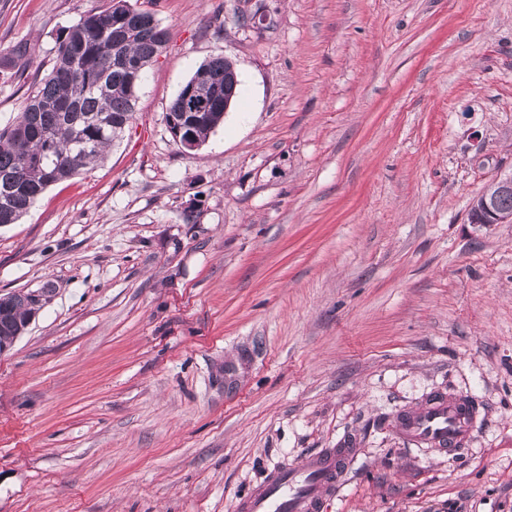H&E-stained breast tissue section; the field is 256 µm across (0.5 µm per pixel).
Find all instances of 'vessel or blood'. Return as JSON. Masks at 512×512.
<instances>
[{
	"instance_id": "obj_1",
	"label": "vessel or blood",
	"mask_w": 512,
	"mask_h": 512,
	"mask_svg": "<svg viewBox=\"0 0 512 512\" xmlns=\"http://www.w3.org/2000/svg\"><path fill=\"white\" fill-rule=\"evenodd\" d=\"M395 423L405 437L443 452H455L478 424L465 399L439 398ZM351 457L347 448H326L307 456L298 469H274L238 498L235 512H316L319 503L335 495Z\"/></svg>"
}]
</instances>
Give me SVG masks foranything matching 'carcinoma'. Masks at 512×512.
<instances>
[{
	"instance_id": "carcinoma-1",
	"label": "carcinoma",
	"mask_w": 512,
	"mask_h": 512,
	"mask_svg": "<svg viewBox=\"0 0 512 512\" xmlns=\"http://www.w3.org/2000/svg\"><path fill=\"white\" fill-rule=\"evenodd\" d=\"M167 32L149 11L125 0L90 10L56 35L51 66L25 98L16 121L0 130V226L15 224L46 189L102 159L106 149L133 119L134 95L166 44ZM30 48L18 46L0 66L24 78ZM237 70L215 56L202 63L173 99L166 122L182 124L199 144L224 121V85ZM192 85L204 92L202 115L186 107ZM41 300L20 293L0 297V347L14 337L43 301L50 285L37 289Z\"/></svg>"
}]
</instances>
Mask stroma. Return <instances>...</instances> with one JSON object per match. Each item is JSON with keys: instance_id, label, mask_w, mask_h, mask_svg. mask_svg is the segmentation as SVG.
<instances>
[{"instance_id": "35a3bbf8", "label": "stroma", "mask_w": 512, "mask_h": 512, "mask_svg": "<svg viewBox=\"0 0 512 512\" xmlns=\"http://www.w3.org/2000/svg\"><path fill=\"white\" fill-rule=\"evenodd\" d=\"M170 33L104 158L0 227V295L53 285L0 354V512H234L324 448L321 512H512V0H128ZM111 0H0L11 125L57 32ZM241 93L184 153L171 101ZM467 395L453 455L396 415ZM233 74L236 75L237 86L229 102V108L237 96V87L239 84L237 70L233 62L224 56L218 55L202 63L173 99L166 113L167 126L170 124L171 119H173L172 126L175 125V121L181 123L185 127L187 134L190 135L198 145L204 143L209 133L224 121V112H226V104L224 105V101L228 95V90L227 88L224 89V85L231 82ZM192 85H196L202 90L204 96L207 98V105L204 108V112H201L202 115L199 118H197L199 112H194L193 109L185 105L186 91ZM171 133L179 142L184 152L190 153L199 147L196 143L189 140L188 137L181 140L182 127L178 126L175 131ZM507 194H512V173L500 175L488 181L474 202L470 223L481 225L512 223V215L502 213L497 208V199Z\"/></svg>"}]
</instances>
